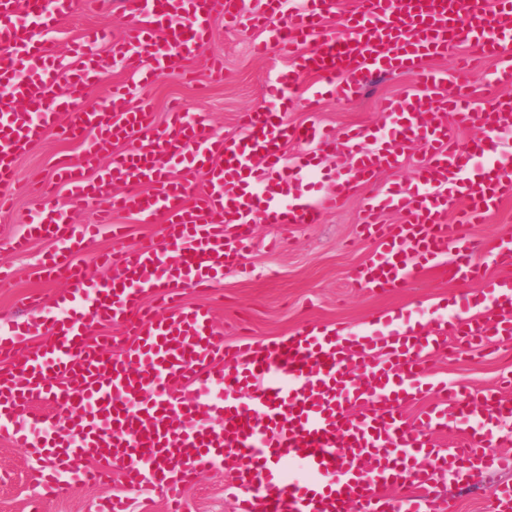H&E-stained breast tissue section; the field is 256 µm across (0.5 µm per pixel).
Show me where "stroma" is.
Listing matches in <instances>:
<instances>
[{
	"instance_id": "1",
	"label": "stroma",
	"mask_w": 512,
	"mask_h": 512,
	"mask_svg": "<svg viewBox=\"0 0 512 512\" xmlns=\"http://www.w3.org/2000/svg\"><path fill=\"white\" fill-rule=\"evenodd\" d=\"M123 24L119 7L104 5L102 0H84L52 34L51 41L62 51L87 27H105L117 34ZM253 42V34L246 29L216 24L205 56L191 60L185 72L166 73L151 85L135 86L134 98L149 104L158 123L166 122L170 105L176 103L189 113H207L217 134L236 133L242 113L264 106L267 86L279 82L290 68L287 59L258 54ZM212 55L224 59L223 79L195 84V77L203 74L206 59ZM411 85L408 74L389 73L351 99L331 91L312 110L304 103H293L288 120L295 125L315 121L339 129H373L383 122V100L404 95ZM445 93L467 96L472 107L480 110L490 101L512 97V86L486 79H459L450 81ZM80 154L79 145L50 135L17 161L21 188L12 208L0 212V271L11 279L10 288L0 291V331L9 330L22 315L23 302L30 293L51 296L62 288L61 283L45 280L40 271L53 250L52 242L38 240L27 252L16 254L9 247L11 238L22 233L49 203L67 209L74 226L98 220L97 202L73 201L61 187L50 200L38 191L40 184L54 181V166L61 156L76 159ZM369 195L368 188H357L340 208L325 212L316 224L277 228L257 223L255 246L244 257L246 273L225 275L222 286L208 294L187 291L186 302L209 306L225 343L232 344L281 339L307 322L326 328L344 324L360 330L398 314L424 321L436 315L444 320L460 296H479L477 283L450 278L443 268L434 266L423 269L408 287L389 293L373 294L355 287L356 270L377 247L375 240L359 233ZM461 232L493 245L512 240V200L502 203L486 223L465 225ZM430 364L434 374L448 382L482 390L512 375V346L497 345L485 354L472 348L457 353L446 349L432 357ZM41 470V464L29 457L25 448L0 439V512H98L102 499L123 492L117 482L106 487L74 483L61 496L46 501ZM232 479V473L222 468H206L197 484L184 493L185 512H237L234 501L224 494L225 483ZM505 484L512 485V468H479L462 482L442 478L432 512H446L451 500L457 512H490L489 491Z\"/></svg>"
}]
</instances>
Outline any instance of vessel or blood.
<instances>
[{
    "instance_id": "b4317fda",
    "label": "vessel or blood",
    "mask_w": 512,
    "mask_h": 512,
    "mask_svg": "<svg viewBox=\"0 0 512 512\" xmlns=\"http://www.w3.org/2000/svg\"><path fill=\"white\" fill-rule=\"evenodd\" d=\"M79 4L0 0V209L10 203L17 159L54 133L82 142L81 159L60 160L56 175L75 199L104 201L100 221L112 236L98 256L103 277L75 261L94 231L73 226L63 209L44 208L11 242L21 253L53 239L43 274L68 284L48 302L31 296L30 315L0 335V436L20 440L28 425L47 427L29 414L35 401L67 410L62 426L30 444L51 469L47 495H62L73 475L108 485L117 474L126 492L100 512H128L127 491L147 487L183 512L186 488L218 463L235 475L227 488L238 493L239 512H429L437 475L477 463L511 467V455L489 452L512 441L499 426L512 419L502 387L475 393L438 382L437 404L414 423L402 407L420 397L427 360L448 339L479 350L512 341V244L460 235L512 196V166L499 162L496 137L512 130V99L479 112L465 98H442L448 75L432 66L465 44L461 71L479 78L483 61L494 60L495 80L512 84V0H358L333 28L325 20L336 0H121L122 37L86 30L66 68L45 35ZM219 21L261 31L259 50L296 64L287 85L272 88L273 105L245 113L239 133L217 135L203 113L173 111L162 127L142 103L119 112L86 105V88L110 80L114 59L152 83L201 55ZM392 72L413 74L415 87L386 101L380 130L286 120L305 75L317 78L304 88L313 106L331 90L352 98ZM473 126L483 136L452 147L454 133ZM298 142L317 150L288 156ZM414 144L422 157L409 183L368 199L360 232L378 248L354 284L404 288L442 263L452 277L481 281V312L465 301L449 321L359 332L308 323L281 342L228 347L211 309L184 303L185 289L205 291L242 270L255 222L318 223L379 171L399 168ZM325 168L333 188L312 197L306 181ZM454 207L456 224L448 221ZM386 210L402 222L381 223ZM116 213L163 224L160 240L125 247L124 225L110 222ZM487 253L504 276H485ZM113 324L130 337L117 355L98 333ZM189 388L208 394L206 406L184 397ZM453 421L467 423L465 442L440 451L434 436ZM287 461L307 480H287Z\"/></svg>"
}]
</instances>
